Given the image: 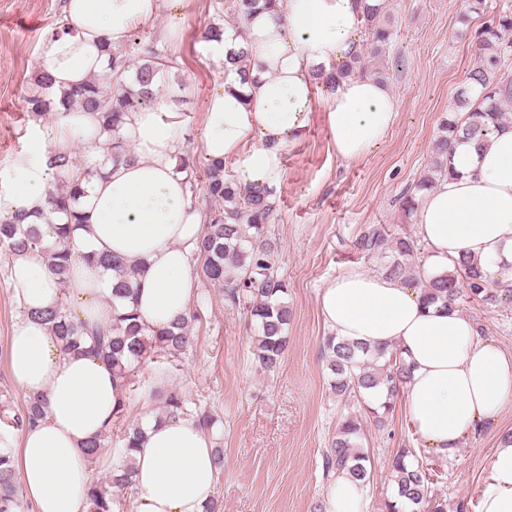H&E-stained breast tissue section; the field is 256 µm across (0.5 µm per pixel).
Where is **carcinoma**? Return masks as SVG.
Instances as JSON below:
<instances>
[{
	"label": "carcinoma",
	"instance_id": "1",
	"mask_svg": "<svg viewBox=\"0 0 512 512\" xmlns=\"http://www.w3.org/2000/svg\"><path fill=\"white\" fill-rule=\"evenodd\" d=\"M384 4L385 0H380L372 6H364L361 27L367 55H359L341 65L336 73L326 78L325 84L332 86L336 79L351 76L382 78V72L369 66L366 57L382 56L394 38L395 30L388 24ZM511 34L512 8L499 11L491 24L475 32L473 45L478 62L467 74L466 88L457 96L455 105L458 112L469 107V88L475 86L481 89L482 105L468 112L464 125L455 114L442 120L432 142V167L418 181L415 191L402 197L403 211L413 213L418 204L416 192L450 175L448 152L458 137L482 139L492 125L508 122L512 112V79L505 78L502 70L512 59ZM144 53L149 58L112 54L108 69L76 87L68 97L69 105L101 114L102 125L110 137L113 160L130 157V149L119 136L125 114L158 103L167 64L158 49L147 46ZM49 83L46 70H39L35 88L28 96L32 111H52L51 102L44 95ZM48 164L56 174V181L48 190V202L51 212L61 219V223L54 226V242L48 243L36 224L25 226L17 216L0 217V255L7 260L16 252L42 253L54 246L53 272L64 289L74 258L69 241L82 224L78 204L84 190L81 183L70 179L73 160L69 156L51 153ZM179 166L186 173L190 190L197 188V182H204L207 198L215 203V208L206 214L207 223L197 244V256L202 264L196 274L222 288L224 300L229 304L246 307L260 332L254 358L261 369L273 371L288 350L286 329L291 311L285 302L288 284L274 271L270 261L272 244L268 224L274 203L268 199L269 192L226 177L222 161L207 160L199 171L189 157L180 159ZM354 247L367 258L387 259L385 275L420 288L429 303L440 300L453 307L463 294L490 306L512 303L511 284L489 283L478 267L466 261L458 263L442 277H425L416 261L419 250L416 238L404 229L390 234L382 227L368 225L355 239ZM38 318L50 323L66 349H84L87 329L70 304L43 311ZM137 320L136 309L126 310L115 317L110 326L96 331L89 349L111 362L113 373L126 388L130 385L132 365L159 355L173 357L187 349L192 341L186 317L167 329L154 331L145 330ZM321 354L328 362L329 386L333 393L345 400L357 398L378 423H385L411 378V370L396 347L373 351L363 343L329 334L322 341ZM163 411L194 417L203 428L210 426V416L193 408L177 391L165 395ZM42 417V403L33 399L21 412L5 416L3 422L21 431ZM360 433L358 417L348 413L340 419L332 446L323 457L325 475L343 473L364 485L370 482L371 460L358 448ZM391 474L394 488L384 502L385 512H402L409 506L418 512H446L447 504L432 492L431 474L420 463L415 450L398 449L391 459ZM131 483L129 469L112 472L101 482L89 483L86 488L89 512H114V508L122 506L120 494ZM21 509L12 450L0 448V512H21Z\"/></svg>",
	"mask_w": 512,
	"mask_h": 512
}]
</instances>
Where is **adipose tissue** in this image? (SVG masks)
<instances>
[{
    "label": "adipose tissue",
    "mask_w": 512,
    "mask_h": 512,
    "mask_svg": "<svg viewBox=\"0 0 512 512\" xmlns=\"http://www.w3.org/2000/svg\"><path fill=\"white\" fill-rule=\"evenodd\" d=\"M170 0H67L57 32L43 41L41 65L56 100L47 137L18 154L13 176L0 184V216H50L48 152L83 167L99 164L80 200L84 226L72 239L78 259L59 285L44 255L10 260V286L22 310L8 347L9 375L28 396L43 400L42 419L21 436L0 430V447L16 449L22 492L34 512H88L89 441L111 425L126 391L99 356L65 351L34 311L68 302L89 326L112 321L114 272L88 265L89 254L141 261L135 307L149 330L186 315L193 291L197 243L205 219L176 158L186 129L167 101L128 113L119 135L130 159L106 158L107 135L97 114L62 107L65 91L102 73L109 53ZM362 0H275L245 21L243 32L221 27L203 41L204 55L224 64V84L204 117L206 158L233 161L238 180L278 190L284 152L311 115L316 74L337 70L362 50ZM246 52L247 66L234 61ZM388 87L370 77L337 81L325 94V120L338 161L365 156L397 117ZM452 176L423 193L415 212L427 276L458 261L480 264L487 278L512 282V123L493 128L484 143L457 142ZM317 304L326 329L369 346L396 345L411 368L408 414L419 437L443 457L467 435L496 421L512 402V353L480 337L475 322L443 303L426 302L406 282L359 269L328 282ZM143 436L112 468L133 465L132 512H203L216 483L214 452L192 417L146 411ZM479 512H512V441L500 440L479 487Z\"/></svg>",
    "instance_id": "adipose-tissue-1"
}]
</instances>
